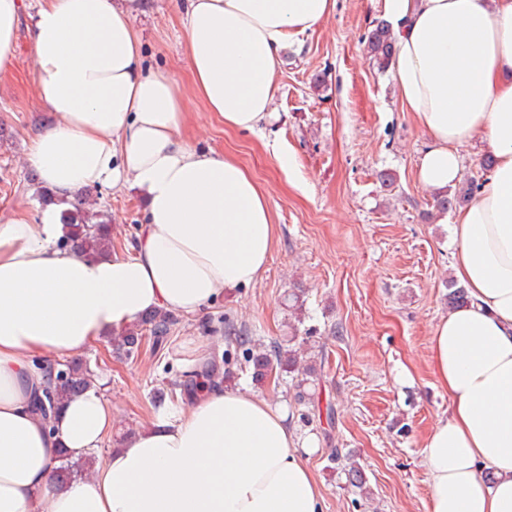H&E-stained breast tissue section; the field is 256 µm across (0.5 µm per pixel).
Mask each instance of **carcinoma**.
<instances>
[{
    "label": "carcinoma",
    "mask_w": 512,
    "mask_h": 512,
    "mask_svg": "<svg viewBox=\"0 0 512 512\" xmlns=\"http://www.w3.org/2000/svg\"><path fill=\"white\" fill-rule=\"evenodd\" d=\"M367 52L370 59L381 69L391 65L394 54L395 36L389 25L378 23L366 35ZM483 181L474 177L458 189L457 194L449 197L442 195L437 198L439 210L443 213L459 202H465L475 195L482 187ZM85 200L79 197L72 208L62 214V222L66 225V234L60 246L86 257H94L112 247L111 228L105 222H92L84 213ZM173 316L165 312L150 311L138 324L125 329L121 334L112 338V348L115 353L130 357L137 353L143 341L150 340L158 346L169 334ZM290 326L291 336L282 341L273 339L261 348L252 346V339L239 335L237 345L242 348L245 365H253L255 380L263 382L268 378L278 384L280 380L289 377L294 381V400L304 404L311 400L309 386L311 378L317 375V365L325 363V355L319 359L306 361L302 359L311 329L300 330L299 324ZM185 380L177 383L183 391H191L198 387L200 379L204 378L211 384H216L215 377L202 370L192 369L184 372ZM90 370L81 361L73 360L66 364V369L56 371L45 387V400L36 406L38 413L46 418L56 412L59 406L71 396L82 392L91 384ZM348 483L353 491L365 496L368 494L366 481L362 470L353 466L348 470Z\"/></svg>",
    "instance_id": "carcinoma-1"
}]
</instances>
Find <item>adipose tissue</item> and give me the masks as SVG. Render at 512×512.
I'll use <instances>...</instances> for the list:
<instances>
[{
    "label": "adipose tissue",
    "mask_w": 512,
    "mask_h": 512,
    "mask_svg": "<svg viewBox=\"0 0 512 512\" xmlns=\"http://www.w3.org/2000/svg\"><path fill=\"white\" fill-rule=\"evenodd\" d=\"M142 0H38L34 96L52 124L26 162L56 195L37 219L0 224V512H322L304 443L283 411L236 389L203 390L178 417L138 429L91 475L51 479L61 451L94 455L112 435L99 385L51 419L35 410L61 358L106 342L151 309L195 316L225 289L255 283L277 226L236 160L192 147L175 81L142 63L132 17ZM336 0H182L183 54L196 99L225 128L273 116L281 53ZM397 33L401 106L430 139L428 189L454 184L461 147L496 159L453 216L454 273L469 306L431 338L447 418L422 450L431 512H512V0H382ZM20 0H0V76L12 72ZM122 185L146 212L127 255L60 247L76 188Z\"/></svg>",
    "instance_id": "ef3b65f1"
}]
</instances>
